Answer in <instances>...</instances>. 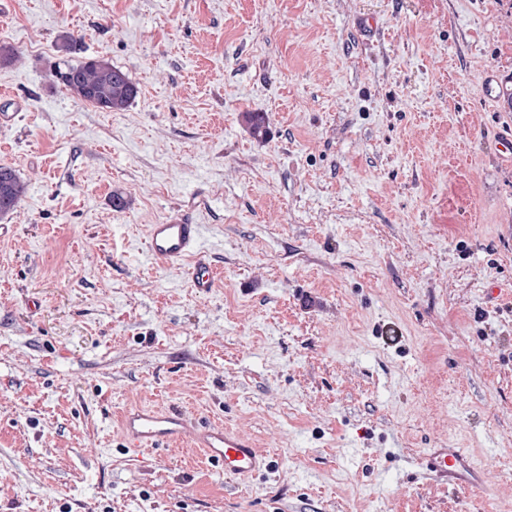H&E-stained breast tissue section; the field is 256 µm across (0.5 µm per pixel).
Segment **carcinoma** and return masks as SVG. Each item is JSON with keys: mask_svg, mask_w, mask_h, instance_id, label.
I'll return each mask as SVG.
<instances>
[{"mask_svg": "<svg viewBox=\"0 0 512 512\" xmlns=\"http://www.w3.org/2000/svg\"><path fill=\"white\" fill-rule=\"evenodd\" d=\"M56 78L72 96L110 112L125 110L138 94L137 84L128 72L98 58L68 62L65 69L56 72ZM245 121L255 137L267 135L262 113L247 112ZM27 192V182L15 170L0 167V210L14 211Z\"/></svg>", "mask_w": 512, "mask_h": 512, "instance_id": "cac0c4a2", "label": "carcinoma"}]
</instances>
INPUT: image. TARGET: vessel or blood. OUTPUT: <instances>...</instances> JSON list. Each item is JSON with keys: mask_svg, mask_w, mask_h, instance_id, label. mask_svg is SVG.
I'll return each mask as SVG.
<instances>
[{"mask_svg": "<svg viewBox=\"0 0 512 512\" xmlns=\"http://www.w3.org/2000/svg\"><path fill=\"white\" fill-rule=\"evenodd\" d=\"M147 250L160 262H188L187 276L197 293L206 295L216 286V273L202 259L204 234L201 225L187 217H176L150 225ZM121 437L131 450H160L190 441L211 464L230 478L251 477L268 468V458L246 439L227 428L196 422L179 409L161 410L132 406L120 416ZM423 468L449 483L472 490L481 489L483 479L469 454L462 448H429L422 457Z\"/></svg>", "mask_w": 512, "mask_h": 512, "instance_id": "vessel-or-blood-1", "label": "vessel or blood"}]
</instances>
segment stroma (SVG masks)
<instances>
[{"mask_svg":"<svg viewBox=\"0 0 512 512\" xmlns=\"http://www.w3.org/2000/svg\"><path fill=\"white\" fill-rule=\"evenodd\" d=\"M0 43V512H512V0H0ZM86 57L125 111L57 82ZM182 213L207 295L147 254ZM131 405L271 467L126 449ZM64 65L65 69L58 68L55 76L66 91L82 102L110 112L123 111L138 94L130 74L104 60L87 58ZM27 192V182L15 170L9 167H0V211L7 209L8 214L14 212L19 203L26 197ZM423 468L457 487L482 488V475L464 448H429L422 457Z\"/></svg>","mask_w":512,"mask_h":512,"instance_id":"obj_1","label":"stroma"}]
</instances>
